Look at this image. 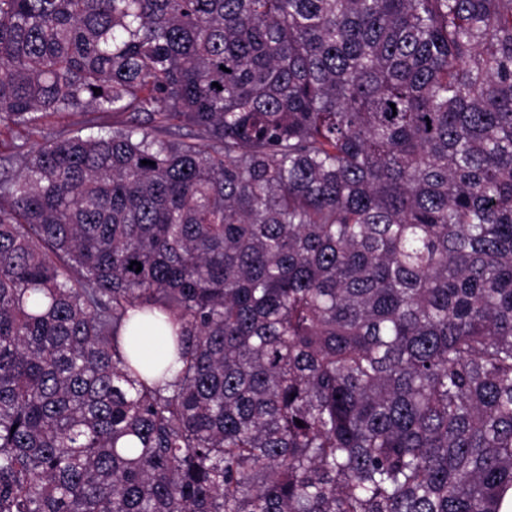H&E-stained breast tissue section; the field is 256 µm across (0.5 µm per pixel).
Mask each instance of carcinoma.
<instances>
[{
	"mask_svg": "<svg viewBox=\"0 0 512 512\" xmlns=\"http://www.w3.org/2000/svg\"><path fill=\"white\" fill-rule=\"evenodd\" d=\"M35 112L116 119L0 155V512H501L512 0H0ZM139 314L132 317V323L125 330L124 335L129 341L135 343L138 347L140 357L150 358L162 351H166L168 346V337L159 334L154 326L150 323L143 324L138 320ZM136 324H141L137 333H132V328Z\"/></svg>",
	"mask_w": 512,
	"mask_h": 512,
	"instance_id": "carcinoma-1",
	"label": "carcinoma"
}]
</instances>
